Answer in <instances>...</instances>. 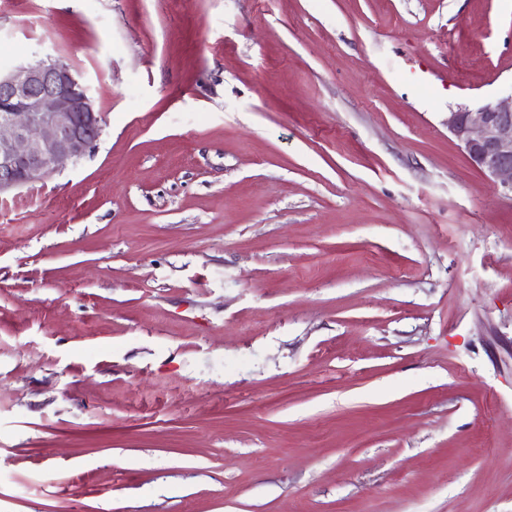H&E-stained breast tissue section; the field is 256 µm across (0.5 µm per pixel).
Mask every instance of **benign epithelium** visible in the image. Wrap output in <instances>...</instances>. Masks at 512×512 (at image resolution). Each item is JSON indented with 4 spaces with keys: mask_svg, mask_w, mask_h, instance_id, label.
Masks as SVG:
<instances>
[{
    "mask_svg": "<svg viewBox=\"0 0 512 512\" xmlns=\"http://www.w3.org/2000/svg\"><path fill=\"white\" fill-rule=\"evenodd\" d=\"M470 162L512 197V96L448 112ZM103 130L89 86L60 59L0 71V196L94 152Z\"/></svg>",
    "mask_w": 512,
    "mask_h": 512,
    "instance_id": "7a95c632",
    "label": "benign epithelium"
}]
</instances>
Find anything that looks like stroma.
Returning a JSON list of instances; mask_svg holds the SVG:
<instances>
[{"mask_svg": "<svg viewBox=\"0 0 512 512\" xmlns=\"http://www.w3.org/2000/svg\"><path fill=\"white\" fill-rule=\"evenodd\" d=\"M96 150L0 198V512H512V198L449 111L512 0H0Z\"/></svg>", "mask_w": 512, "mask_h": 512, "instance_id": "35a3bbf8", "label": "stroma"}]
</instances>
